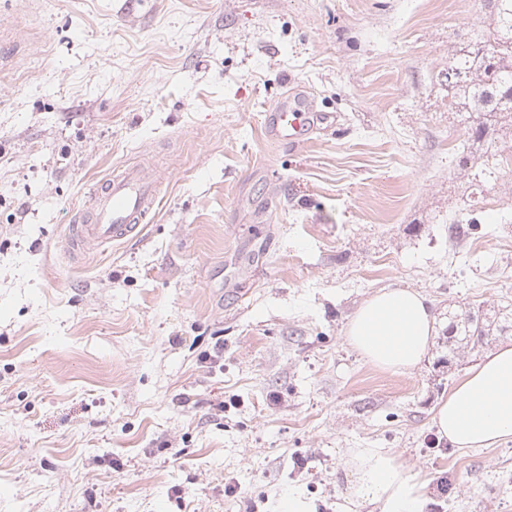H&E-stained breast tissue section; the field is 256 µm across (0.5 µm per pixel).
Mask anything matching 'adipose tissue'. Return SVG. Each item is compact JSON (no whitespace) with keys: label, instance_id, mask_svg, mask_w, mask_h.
<instances>
[{"label":"adipose tissue","instance_id":"1","mask_svg":"<svg viewBox=\"0 0 512 512\" xmlns=\"http://www.w3.org/2000/svg\"><path fill=\"white\" fill-rule=\"evenodd\" d=\"M429 301L418 291L387 288L358 308L345 339L367 362L393 373L418 365L434 336ZM440 437L460 449L488 448L512 437V346L488 353L436 408ZM352 478L348 501L379 512H423V480L411 474L387 448H354L346 462Z\"/></svg>","mask_w":512,"mask_h":512}]
</instances>
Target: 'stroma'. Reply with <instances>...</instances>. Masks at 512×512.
Listing matches in <instances>:
<instances>
[{
    "label": "stroma",
    "mask_w": 512,
    "mask_h": 512,
    "mask_svg": "<svg viewBox=\"0 0 512 512\" xmlns=\"http://www.w3.org/2000/svg\"><path fill=\"white\" fill-rule=\"evenodd\" d=\"M490 16L0 0V512H341L351 448L425 474L424 512H512V437L463 451L432 421L489 352L449 359V308L512 304V167L473 180L448 93ZM288 92L336 119L297 149L264 130ZM145 156L167 179L141 238L72 262L93 187ZM381 288L435 315L404 374L344 338Z\"/></svg>",
    "instance_id": "1"
}]
</instances>
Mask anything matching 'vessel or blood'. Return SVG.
Returning a JSON list of instances; mask_svg holds the SVG:
<instances>
[{
    "label": "vessel or blood",
    "mask_w": 512,
    "mask_h": 512,
    "mask_svg": "<svg viewBox=\"0 0 512 512\" xmlns=\"http://www.w3.org/2000/svg\"><path fill=\"white\" fill-rule=\"evenodd\" d=\"M310 112L308 102L291 93L284 95L265 114L268 136L294 148L303 145L311 127ZM162 183L159 170L147 161L130 165L100 183L87 209L69 228L71 254L79 259L93 246L137 237L142 219L157 204Z\"/></svg>",
    "instance_id": "vessel-or-blood-1"
}]
</instances>
